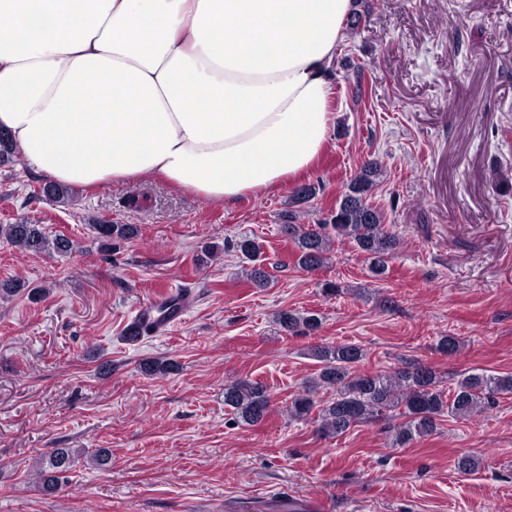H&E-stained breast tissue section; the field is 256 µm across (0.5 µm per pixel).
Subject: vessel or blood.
<instances>
[{"mask_svg": "<svg viewBox=\"0 0 512 512\" xmlns=\"http://www.w3.org/2000/svg\"><path fill=\"white\" fill-rule=\"evenodd\" d=\"M194 295L183 289H166L140 306L128 321L124 334L129 343H139L146 334L159 335L179 323L191 306Z\"/></svg>", "mask_w": 512, "mask_h": 512, "instance_id": "b4317fda", "label": "vessel or blood"}]
</instances>
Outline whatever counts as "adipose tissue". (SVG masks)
Masks as SVG:
<instances>
[{
	"label": "adipose tissue",
	"instance_id": "adipose-tissue-1",
	"mask_svg": "<svg viewBox=\"0 0 512 512\" xmlns=\"http://www.w3.org/2000/svg\"><path fill=\"white\" fill-rule=\"evenodd\" d=\"M352 0H0V129L35 173L235 203L313 170Z\"/></svg>",
	"mask_w": 512,
	"mask_h": 512
}]
</instances>
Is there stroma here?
Instances as JSON below:
<instances>
[{
    "label": "stroma",
    "mask_w": 512,
    "mask_h": 512,
    "mask_svg": "<svg viewBox=\"0 0 512 512\" xmlns=\"http://www.w3.org/2000/svg\"><path fill=\"white\" fill-rule=\"evenodd\" d=\"M370 12L330 67L335 118L320 164L296 184L226 205L154 177L74 188L63 206L22 158L0 167V224H39L77 244L27 253L0 239V512H512V397L392 447L383 421L337 437L287 407L314 377L319 346L352 343L364 373L432 366L442 389L472 369L512 372V0H365ZM362 94H355V86ZM382 173L370 201L399 245L374 276L348 241L324 266H298L289 211L327 218L360 166ZM312 186L310 201L294 200ZM98 224L138 233L104 247ZM261 246L267 287L224 243ZM341 292L324 294L326 282ZM164 287L195 292L162 335L129 344L125 322ZM317 332H281L282 310ZM458 337L456 355L440 337ZM149 360L175 363L148 374ZM249 379L272 405L234 423L224 387ZM78 451L69 481L43 491L33 472ZM104 448L107 464L88 461ZM480 462L457 471L458 456Z\"/></svg>",
    "instance_id": "obj_1"
}]
</instances>
